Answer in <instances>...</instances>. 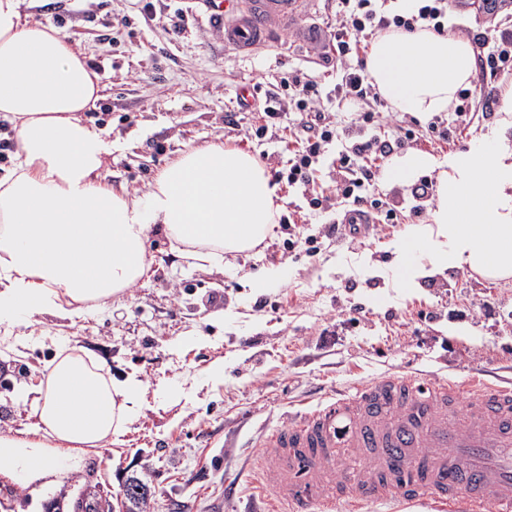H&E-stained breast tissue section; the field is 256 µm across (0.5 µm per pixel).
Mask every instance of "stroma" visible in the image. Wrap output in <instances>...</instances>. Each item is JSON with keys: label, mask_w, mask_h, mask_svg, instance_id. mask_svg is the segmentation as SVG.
<instances>
[{"label": "stroma", "mask_w": 512, "mask_h": 512, "mask_svg": "<svg viewBox=\"0 0 512 512\" xmlns=\"http://www.w3.org/2000/svg\"><path fill=\"white\" fill-rule=\"evenodd\" d=\"M178 6L185 21L176 33L171 10L150 21L137 0H20L24 17L59 25L86 62L103 67L101 98L87 117L112 138L104 175L113 187L145 193L182 151L214 141L255 157L287 155L294 115L283 116L279 137L257 138V116L243 111L238 89L294 69L326 89L336 82L331 62L295 40L234 54L212 32L202 0ZM497 22L477 0L448 10L449 27L470 36ZM500 108L481 102L448 143H409L397 152L441 160L468 149L496 132ZM230 112L239 119L233 130L224 122ZM278 189L286 221L251 250L194 266L154 225L150 269L126 294L70 319L39 317L0 339V431L42 433L30 402L13 393L21 386L38 393L60 348L83 349L113 378L143 383L141 410L117 443L87 457L58 490L0 477V512H45L53 498L89 481L109 482L114 498L130 469L154 488L151 512H245L273 496L260 482V440L297 402L315 404L390 373L512 368V281L446 270L403 286L391 262L406 224L339 235L335 214L310 208L301 189L283 182ZM309 236L318 240L313 255ZM279 266L288 269L284 283L250 287L252 277ZM219 364L224 374L216 378Z\"/></svg>", "instance_id": "obj_1"}]
</instances>
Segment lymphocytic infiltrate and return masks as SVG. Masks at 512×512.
Returning <instances> with one entry per match:
<instances>
[{"label":"lymphocytic infiltrate","instance_id":"lymphocytic-infiltrate-1","mask_svg":"<svg viewBox=\"0 0 512 512\" xmlns=\"http://www.w3.org/2000/svg\"><path fill=\"white\" fill-rule=\"evenodd\" d=\"M448 12V0H424L416 14L405 17L387 12L385 0H336V26L331 37L336 51V83L331 91H322L315 76L300 70L283 74L269 84L257 106L260 123L256 136L277 132L283 112L294 111L299 120L292 130L296 143L287 169H280L272 155H265L275 181H286L288 186L302 189L309 196L312 207L330 212L339 203L368 212L378 224H397L402 212L397 205L376 190L381 175V159L391 144L421 141H447L452 124L442 120L431 122L427 129L416 125L399 124L395 127L394 143L378 138L363 137L362 128L376 122H387L379 94L364 68L352 67L350 57L360 54L369 36L394 29L411 33L425 28L445 34L443 18ZM480 92L486 99H495L494 89L486 85L487 77L501 72H512V17H504L500 28L479 39ZM336 101L346 108L352 125L359 133L349 140L344 151L332 163L331 178H324L318 166L327 145L338 139L340 128L326 110L328 101Z\"/></svg>","mask_w":512,"mask_h":512}]
</instances>
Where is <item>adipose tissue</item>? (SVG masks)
I'll return each instance as SVG.
<instances>
[{"instance_id": "adipose-tissue-1", "label": "adipose tissue", "mask_w": 512, "mask_h": 512, "mask_svg": "<svg viewBox=\"0 0 512 512\" xmlns=\"http://www.w3.org/2000/svg\"><path fill=\"white\" fill-rule=\"evenodd\" d=\"M378 92L397 112L447 111L475 72L468 40L427 30L378 38L366 60ZM100 84L80 52L53 26L29 22L19 0H0V120L15 133V163L0 176V326L39 315L70 317L135 285L149 269L154 225L210 264L263 240L278 213L277 187L249 154L212 142L185 150L142 196L112 190L103 171L107 133L83 119ZM503 134L491 148L393 158L391 181L406 184L438 168L430 223L409 237L420 261L397 248L395 265L413 279L426 266L512 278V90ZM34 403L45 438L0 434V476L46 489L117 442L141 407L136 376L108 378L82 349L60 350Z\"/></svg>"}]
</instances>
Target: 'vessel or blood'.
Returning <instances> with one entry per match:
<instances>
[{
  "mask_svg": "<svg viewBox=\"0 0 512 512\" xmlns=\"http://www.w3.org/2000/svg\"><path fill=\"white\" fill-rule=\"evenodd\" d=\"M224 46L245 53L277 32L309 44L305 0H209ZM259 464L276 494L259 512H363L427 503L433 512H512V376H386L297 414L265 440ZM368 457L361 469L346 462Z\"/></svg>",
  "mask_w": 512,
  "mask_h": 512,
  "instance_id": "1",
  "label": "vessel or blood"
}]
</instances>
